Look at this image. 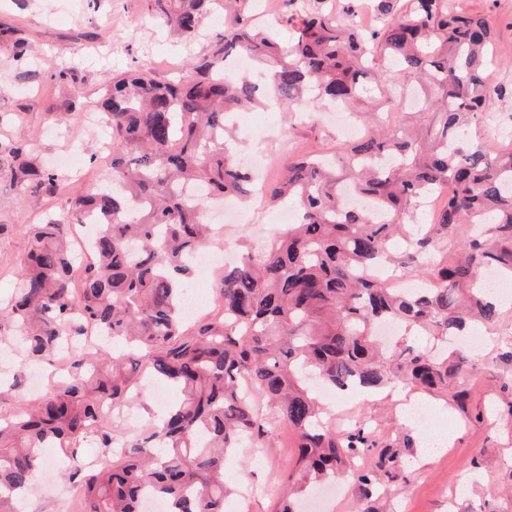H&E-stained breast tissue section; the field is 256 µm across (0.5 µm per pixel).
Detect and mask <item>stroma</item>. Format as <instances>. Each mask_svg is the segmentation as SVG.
<instances>
[{
	"label": "stroma",
	"instance_id": "1",
	"mask_svg": "<svg viewBox=\"0 0 512 512\" xmlns=\"http://www.w3.org/2000/svg\"><path fill=\"white\" fill-rule=\"evenodd\" d=\"M459 7L483 15L495 31V61L488 71L492 86L502 88L486 123L477 135L512 130V0H459ZM224 27V16L209 15L195 38L172 32L146 11L144 0H0V139L35 138L37 156L51 165L66 154L72 137L86 147L95 139L82 122L50 121L53 112L65 113L73 98L83 109L95 107L105 81L132 67L153 70L161 81L175 78L185 64L208 46ZM68 66V79L55 72ZM241 154L258 157L273 152L279 163L288 160L289 142L303 147L332 149L343 141L326 111H282L272 106L239 113L233 130ZM67 198L53 204L39 196L21 193L8 180H0V299H6L18 282L31 227L45 213L64 219ZM479 346L465 338L444 348L450 361L461 362L465 374L449 379L447 388L416 392V399L437 404L431 417L437 431L453 437L430 463L419 457L416 439L402 422L395 397L397 385L360 397L338 396L326 401L327 419L339 432L346 423L337 408L352 420H366L373 449L355 460L354 470L336 478L346 491L331 497L326 486L313 488L300 499V512H512V300L500 308L495 323L473 322ZM290 431L280 424L268 428L269 447L244 448L225 460V475L235 491L224 501V512H273L288 490V474L295 460L287 442ZM53 472H39L29 495L30 512H54L63 493L64 465L56 450ZM388 464H380V457ZM375 472L376 485L356 479L357 468ZM475 482L467 497L456 494L459 479Z\"/></svg>",
	"mask_w": 512,
	"mask_h": 512
}]
</instances>
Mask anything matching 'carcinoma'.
<instances>
[{
  "instance_id": "carcinoma-1",
  "label": "carcinoma",
  "mask_w": 512,
  "mask_h": 512,
  "mask_svg": "<svg viewBox=\"0 0 512 512\" xmlns=\"http://www.w3.org/2000/svg\"><path fill=\"white\" fill-rule=\"evenodd\" d=\"M278 20L260 26L254 0H145L173 31L196 33L209 11L228 20L209 48L175 81L132 68L106 81L101 109L111 158L100 181L72 198L70 217L97 219L79 287L72 286L74 240L66 221L32 225L15 296L0 327L37 361L100 330L124 350L99 348L73 360L33 404L0 417V512H19L18 495L59 448L72 467L77 512H143L147 496L168 512H224L226 454L242 442L267 448L268 425L295 435V472L276 512H295L291 494L335 476L374 448L362 425L345 434L324 427L306 374L335 389L395 382L430 391L462 375L411 346L385 357L376 329L387 321L434 336L464 331L467 303L486 322L493 301L474 282L483 270L512 278V147L471 138L496 95L488 20L454 0H372L382 23L361 28L362 0L308 10L284 0ZM292 35L279 38L278 28ZM243 58L257 77L224 81V64ZM423 95L428 125L392 122L406 83ZM281 105H352L369 100L365 135L325 155H295L261 187L271 206L293 202L298 222L260 252L224 268L217 290L224 313L191 325L181 314L190 264L212 242L213 197H249L254 181L235 162L225 121L259 98ZM24 193L68 192V179L36 162L34 143L0 148V172ZM442 199L434 225L492 224V240L472 239L443 262L428 257L433 237L417 229L410 248L442 284L395 294L363 276L384 264L414 211ZM180 391L147 435L112 434L103 410L127 404L139 372ZM103 463L82 462L86 446Z\"/></svg>"
}]
</instances>
